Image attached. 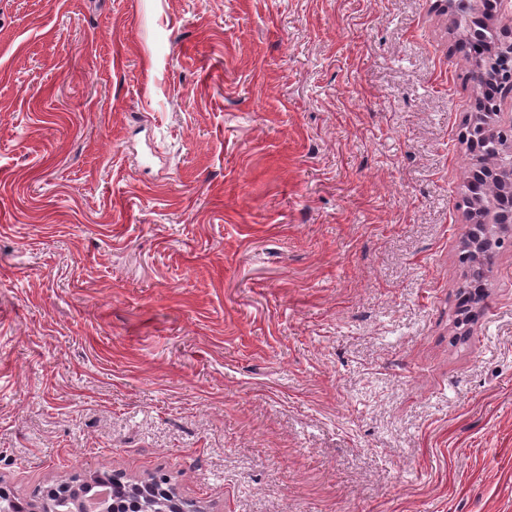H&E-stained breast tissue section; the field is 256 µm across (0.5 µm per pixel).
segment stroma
Masks as SVG:
<instances>
[{"instance_id":"obj_1","label":"stroma","mask_w":512,"mask_h":512,"mask_svg":"<svg viewBox=\"0 0 512 512\" xmlns=\"http://www.w3.org/2000/svg\"><path fill=\"white\" fill-rule=\"evenodd\" d=\"M471 64L435 0H0V489L512 512ZM461 262L464 264L467 268L466 277L462 285L459 287L461 295V306L459 312L461 315L464 316L463 320L461 321L462 324H466L467 317L466 312H469L466 309H462V304L465 299H467V295L470 294L471 288L474 287L475 284L479 283L482 279L485 281H488L489 274L492 272V269L489 267L490 263L486 265H476L472 263V259L465 254V252H462L461 255ZM466 311V312H464Z\"/></svg>"}]
</instances>
